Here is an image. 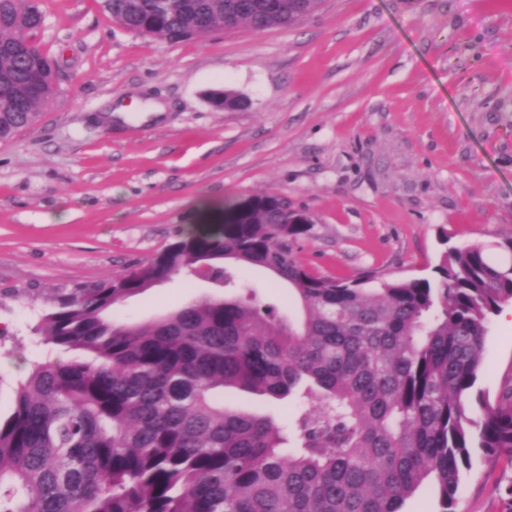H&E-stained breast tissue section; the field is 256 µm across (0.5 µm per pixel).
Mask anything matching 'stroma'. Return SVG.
Returning a JSON list of instances; mask_svg holds the SVG:
<instances>
[{"instance_id": "35a3bbf8", "label": "stroma", "mask_w": 512, "mask_h": 512, "mask_svg": "<svg viewBox=\"0 0 512 512\" xmlns=\"http://www.w3.org/2000/svg\"><path fill=\"white\" fill-rule=\"evenodd\" d=\"M39 3L59 92L0 142L1 413L50 352L36 327L60 295L219 223L227 202L288 199L315 221L294 258L345 281L428 278L448 247L512 236V0H322L288 28L181 43L117 27L100 0ZM215 88L249 107L215 109ZM213 292L177 276L113 316L142 323ZM511 387L498 314L472 414ZM471 462L457 512H506L512 465L477 448Z\"/></svg>"}]
</instances>
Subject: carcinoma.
<instances>
[{
	"label": "carcinoma",
	"instance_id": "1",
	"mask_svg": "<svg viewBox=\"0 0 512 512\" xmlns=\"http://www.w3.org/2000/svg\"><path fill=\"white\" fill-rule=\"evenodd\" d=\"M320 0H101L113 24L170 43L224 29L286 28ZM38 0H0V141L57 96L55 59L34 41ZM227 110L244 107L214 90ZM258 194L223 223L181 236L147 264L57 299L36 331L63 362L35 361L0 414V512H402L427 480L456 512L470 449L512 464V400L469 397L492 316L512 301V236L452 247L430 278L344 282L293 248L314 225ZM261 267L299 306L256 303ZM238 288L146 323L112 308L172 277ZM294 403L288 426L230 409L224 389Z\"/></svg>",
	"mask_w": 512,
	"mask_h": 512
}]
</instances>
